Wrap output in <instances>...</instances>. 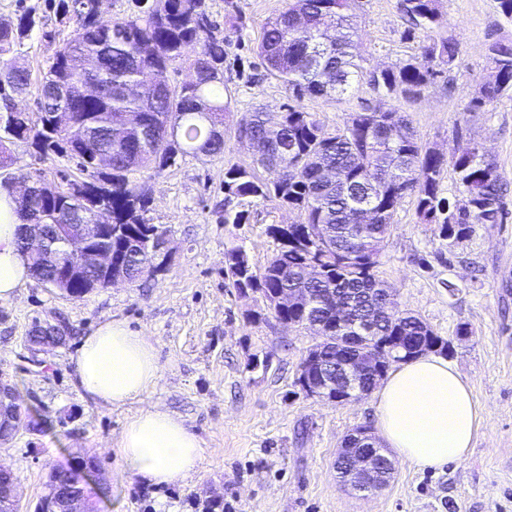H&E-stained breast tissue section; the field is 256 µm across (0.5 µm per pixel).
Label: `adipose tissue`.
Here are the masks:
<instances>
[{"label": "adipose tissue", "mask_w": 512, "mask_h": 512, "mask_svg": "<svg viewBox=\"0 0 512 512\" xmlns=\"http://www.w3.org/2000/svg\"><path fill=\"white\" fill-rule=\"evenodd\" d=\"M17 204L0 190V302L14 299L28 279L29 258L17 246ZM79 385L90 398L117 406L137 399L159 378L153 345L118 320L85 336L75 359ZM378 431L389 448L420 470L443 471L468 455L483 411L458 370L426 354L401 364L375 392ZM203 448L184 422L156 407L126 425L118 454L126 470L151 486L194 473Z\"/></svg>", "instance_id": "1"}]
</instances>
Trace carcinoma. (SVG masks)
I'll use <instances>...</instances> for the list:
<instances>
[{"label":"carcinoma","mask_w":512,"mask_h":512,"mask_svg":"<svg viewBox=\"0 0 512 512\" xmlns=\"http://www.w3.org/2000/svg\"><path fill=\"white\" fill-rule=\"evenodd\" d=\"M412 24L434 30L441 24V0H404ZM55 14L75 22L71 38L62 42L37 85V112L17 107L28 94L30 71L16 65L24 41L39 26L28 13L14 25L0 23V168L12 162L13 149L24 147L38 159L52 154L77 159L81 177L62 188H48L18 203L23 226L19 247L30 259L31 277L48 288L62 281V269L72 263L64 247L67 224L94 221L99 209L112 220V251H129L126 277L149 279L152 255L130 248L132 240L159 238L166 229L148 223L144 187L130 179L136 171L158 174L177 155L217 158L224 153V116L232 95L224 79L225 39L214 34L207 0H157L149 12L134 8L116 20L98 16L93 7L73 10V0H54ZM451 36L429 38L418 52L382 70L365 67L358 24L351 0H286V7L264 26L257 56L266 76L283 84L293 96L343 93L354 81L367 79L373 89L390 97L400 91L420 97L459 58ZM206 66L182 85L170 81L177 62ZM512 93V43H496L487 56L485 74L472 92L468 111L479 110ZM135 113L154 130L141 139L123 120ZM261 144L253 168L232 167L224 180V223L246 219L239 205L247 198L274 201L302 216L297 224L272 225L279 243L276 253L257 272L245 250L224 251V276L233 288H250L268 301L285 291L305 292L312 306L280 309L266 304L276 318L295 326L316 323L322 343L324 372L336 374L342 354L336 337L348 335L337 319L347 308L348 322L368 320L378 339L375 348L401 346L395 361L420 355L423 349L450 348L419 317L402 311L389 320L383 308L397 303L394 289L376 277L384 242L401 202L412 197L424 224L438 226L440 235L460 237L471 224H497L503 218L506 184L478 145L467 146L453 161L423 147L405 113L391 109L364 113L362 122L344 124L332 133L319 120L294 107L278 114L259 109L236 127ZM112 152V170L96 160V149ZM456 175L458 195L474 196L480 209L457 223H448L456 197L442 196L445 168ZM42 224L45 237L31 241L25 225ZM53 250L54 264L40 266L36 255ZM319 262L322 278L310 279L306 269ZM109 285L106 274L87 273L69 280L67 295L81 299L90 293L89 280Z\"/></svg>","instance_id":"obj_1"}]
</instances>
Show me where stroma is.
Returning <instances> with one entry per match:
<instances>
[{"instance_id": "35a3bbf8", "label": "stroma", "mask_w": 512, "mask_h": 512, "mask_svg": "<svg viewBox=\"0 0 512 512\" xmlns=\"http://www.w3.org/2000/svg\"><path fill=\"white\" fill-rule=\"evenodd\" d=\"M404 0H353L369 66L386 68L415 53L428 36L411 25ZM217 36L228 41L224 82L233 96L220 158L177 157L160 175L134 173L151 197L145 218L167 230L170 259L145 284H118L73 299L28 281L0 304V380L19 398L20 427L0 442V465L21 481L36 505L52 470L91 457L89 488L98 512H512V193L498 224H474L459 239L420 223L405 199L376 268L401 308L448 340L449 361L467 380L483 410L470 454L444 471L415 469L395 459L388 485L360 498L341 486L333 467L340 441L357 427L376 430L373 397L332 404L306 396L296 379L313 332L279 322L260 294L241 297L224 277V252L242 246L254 268L274 254L272 225L300 221L274 202L244 203L245 221H224V173L250 167L254 148L235 135L238 121L264 107L313 113L325 131L366 108L406 112L421 143L446 156L471 144L485 150L512 183V96L470 112L469 94L484 74L488 47L512 42V21L496 0H441V33L453 35L460 62L414 100H396L359 83L340 96L297 99L283 85L257 77L265 23L284 0H241L233 26L224 0H207ZM30 11L43 21L19 57L33 76L46 72L72 31L47 0H0V22ZM40 171L52 183L78 174L74 160L45 162L17 150L1 170L16 177ZM253 310L262 320H248ZM62 318L72 329L65 345L28 361L26 337L35 321ZM109 320L141 331L156 350L159 379L141 402L102 405L81 389L75 369L84 336ZM159 407L184 421L201 440L204 458L193 476L149 487L125 472L117 453L124 426L140 408Z\"/></svg>"}]
</instances>
